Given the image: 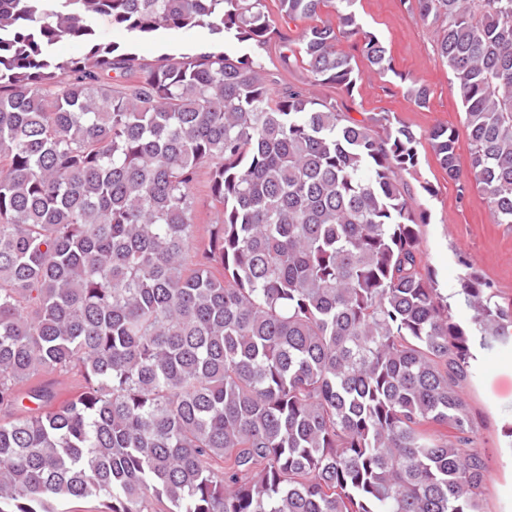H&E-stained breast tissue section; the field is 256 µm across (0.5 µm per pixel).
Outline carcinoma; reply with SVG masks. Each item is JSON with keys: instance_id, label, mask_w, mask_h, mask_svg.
I'll return each mask as SVG.
<instances>
[{"instance_id": "1", "label": "carcinoma", "mask_w": 512, "mask_h": 512, "mask_svg": "<svg viewBox=\"0 0 512 512\" xmlns=\"http://www.w3.org/2000/svg\"><path fill=\"white\" fill-rule=\"evenodd\" d=\"M355 2L0 0V512H483L465 381L512 303L463 259L455 320L405 175L425 141L512 224V0H402L455 79L465 170L453 127L268 82L273 45L352 96L353 38L426 106ZM99 19L243 54L146 62Z\"/></svg>"}]
</instances>
